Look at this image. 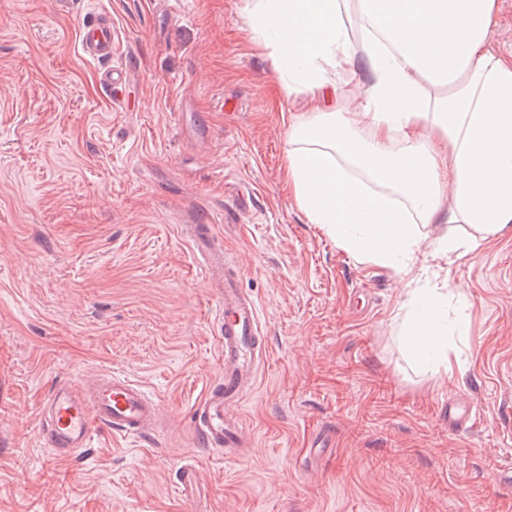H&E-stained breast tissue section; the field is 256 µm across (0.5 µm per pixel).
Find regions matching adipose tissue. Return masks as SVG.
I'll use <instances>...</instances> for the list:
<instances>
[{
  "label": "adipose tissue",
  "mask_w": 512,
  "mask_h": 512,
  "mask_svg": "<svg viewBox=\"0 0 512 512\" xmlns=\"http://www.w3.org/2000/svg\"><path fill=\"white\" fill-rule=\"evenodd\" d=\"M351 12L357 47L343 24ZM246 13L287 95L308 104L289 129V191L338 247L399 276L406 355L448 376V301L466 294L426 259L512 230V58L493 47L498 0H247ZM357 52L370 79L340 95ZM446 223L474 233L419 231ZM419 229L429 238L444 235L447 232L448 235L458 238H465L469 233H474L467 224H423Z\"/></svg>",
  "instance_id": "1"
}]
</instances>
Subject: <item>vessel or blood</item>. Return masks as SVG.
Segmentation results:
<instances>
[{
  "label": "vessel or blood",
  "mask_w": 512,
  "mask_h": 512,
  "mask_svg": "<svg viewBox=\"0 0 512 512\" xmlns=\"http://www.w3.org/2000/svg\"><path fill=\"white\" fill-rule=\"evenodd\" d=\"M112 43L111 19L100 17L82 26L81 53L88 60L102 63L100 82L109 89L126 85L131 79L130 71L115 72L108 68ZM190 235L197 242L196 252L204 267L222 288L224 308L223 372L195 404L191 424L210 451L227 459L234 456L236 449L247 445V436L229 410L254 388L258 365L267 355V342L261 331L258 307L243 298L235 287L228 274L231 262L221 244L201 224L191 226ZM44 413L46 423L41 429L44 444L58 455L69 457L86 448L99 429L123 440H136L149 434L158 420V404L142 385L112 372L85 383H55L44 399ZM200 483L196 465L185 463L177 480L180 493L191 497Z\"/></svg>",
  "instance_id": "1"
}]
</instances>
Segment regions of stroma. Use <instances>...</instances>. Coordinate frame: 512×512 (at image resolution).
<instances>
[{
    "mask_svg": "<svg viewBox=\"0 0 512 512\" xmlns=\"http://www.w3.org/2000/svg\"><path fill=\"white\" fill-rule=\"evenodd\" d=\"M247 0H0V512H512V235L445 264L467 339L449 381L408 359L402 285L308 222L283 188L287 97ZM112 19L106 91L80 25ZM209 225L259 309L268 360L238 456L189 425L221 374V299L186 233ZM117 370L152 433L96 431L55 459L60 380ZM472 409L450 429L446 406ZM194 462L202 490L175 492Z\"/></svg>",
    "mask_w": 512,
    "mask_h": 512,
    "instance_id": "35a3bbf8",
    "label": "stroma"
}]
</instances>
